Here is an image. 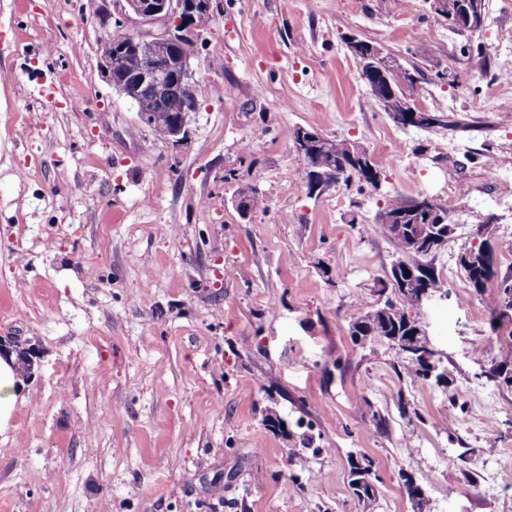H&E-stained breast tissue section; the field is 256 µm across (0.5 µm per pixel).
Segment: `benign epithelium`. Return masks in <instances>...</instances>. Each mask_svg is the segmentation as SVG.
I'll use <instances>...</instances> for the list:
<instances>
[{
	"instance_id": "1",
	"label": "benign epithelium",
	"mask_w": 512,
	"mask_h": 512,
	"mask_svg": "<svg viewBox=\"0 0 512 512\" xmlns=\"http://www.w3.org/2000/svg\"><path fill=\"white\" fill-rule=\"evenodd\" d=\"M120 18L115 25L132 23L133 32H123V38L110 35L99 46L102 69L108 83L127 98L134 107L143 101L169 102L194 91L195 78L191 59L203 43V36L211 19L214 0H118ZM431 12L449 20L457 29L478 30L485 20L484 0H468L467 11H459L460 0H428ZM358 60L362 79L371 88L375 100L386 107L391 120L401 127L430 130L437 126L434 113L412 103V92L417 82L405 85L402 103H396L392 79L402 75L405 65L400 59L381 47L355 37L346 43ZM190 110L169 113L166 139L180 142L188 137ZM348 155L363 166L366 178L378 182L381 177L369 165V152L359 143H344ZM322 155L336 152V142L317 131L299 127L293 136V150L300 158L312 149ZM342 181L341 175L329 161H321V168L313 174L308 193L315 194ZM456 228L441 224H420L408 236L409 248L417 252H437L448 242ZM458 264L468 270L493 268L491 252L473 248L458 255ZM389 280L396 289L415 298L420 306L447 297L440 288H423L408 264L397 261L391 268ZM389 343L440 386L448 384V373L440 365L439 352L433 346L427 330L420 324L405 336L389 337Z\"/></svg>"
}]
</instances>
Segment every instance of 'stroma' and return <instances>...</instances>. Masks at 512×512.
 I'll use <instances>...</instances> for the list:
<instances>
[{
  "instance_id": "35a3bbf8",
  "label": "stroma",
  "mask_w": 512,
  "mask_h": 512,
  "mask_svg": "<svg viewBox=\"0 0 512 512\" xmlns=\"http://www.w3.org/2000/svg\"><path fill=\"white\" fill-rule=\"evenodd\" d=\"M217 5L192 62L217 92L175 143L101 71L114 0H0V339L35 352L0 512H512V385L484 375L497 335L457 263L490 223L512 270V0L465 36L424 0ZM350 36L419 67L414 102L449 126H396ZM300 126L363 145L380 189L308 195ZM393 194L456 226L432 260L447 298L416 313L445 388L349 333L398 257L374 222Z\"/></svg>"
}]
</instances>
